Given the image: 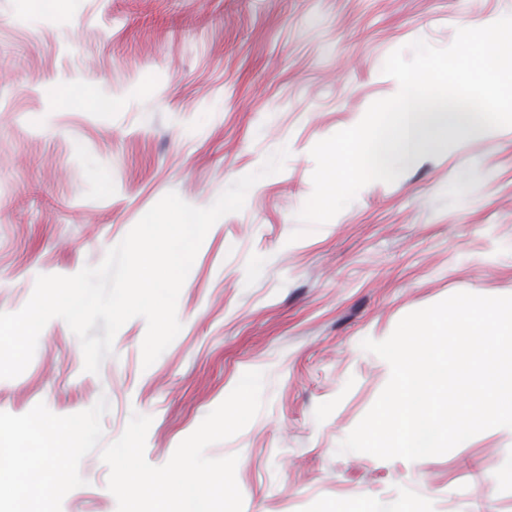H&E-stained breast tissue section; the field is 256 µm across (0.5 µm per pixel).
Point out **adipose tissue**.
Segmentation results:
<instances>
[{
  "label": "adipose tissue",
  "mask_w": 512,
  "mask_h": 512,
  "mask_svg": "<svg viewBox=\"0 0 512 512\" xmlns=\"http://www.w3.org/2000/svg\"><path fill=\"white\" fill-rule=\"evenodd\" d=\"M53 458V449L35 440L30 428L10 433L8 444L0 447V487H8L13 512H27L32 484Z\"/></svg>",
  "instance_id": "adipose-tissue-1"
}]
</instances>
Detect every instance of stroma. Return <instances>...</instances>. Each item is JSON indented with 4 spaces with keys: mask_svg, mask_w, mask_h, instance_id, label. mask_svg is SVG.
Instances as JSON below:
<instances>
[{
    "mask_svg": "<svg viewBox=\"0 0 512 512\" xmlns=\"http://www.w3.org/2000/svg\"><path fill=\"white\" fill-rule=\"evenodd\" d=\"M506 15L512 0H57L49 17L0 0V312L19 311L38 275L100 264L167 193L209 207L289 151L208 231L181 330L150 367L145 319L119 329L93 374L54 318L26 370L0 379V425L40 417L41 440L63 451L32 490L45 512H117L101 451L132 413L151 417L144 456L164 465L251 370L261 410L206 450L238 455L242 512L362 498L374 512H512V482L490 480L512 463V432L424 462L338 450L390 377L364 339L458 292L512 295V127L431 150L292 237L314 145L398 92L389 54L445 48Z\"/></svg>",
    "mask_w": 512,
    "mask_h": 512,
    "instance_id": "35a3bbf8",
    "label": "stroma"
}]
</instances>
